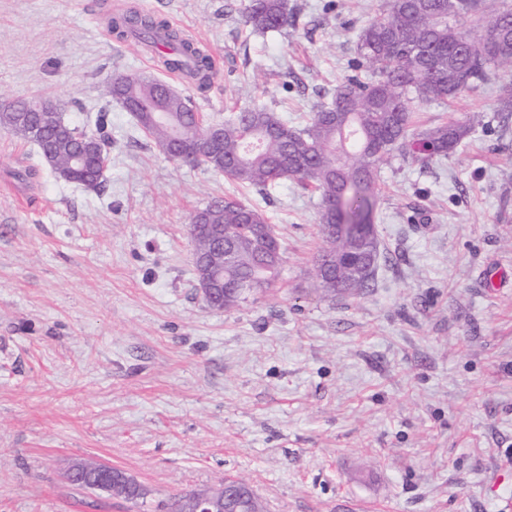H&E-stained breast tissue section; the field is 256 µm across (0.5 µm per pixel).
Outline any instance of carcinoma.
Here are the masks:
<instances>
[{
  "instance_id": "obj_1",
  "label": "carcinoma",
  "mask_w": 512,
  "mask_h": 512,
  "mask_svg": "<svg viewBox=\"0 0 512 512\" xmlns=\"http://www.w3.org/2000/svg\"><path fill=\"white\" fill-rule=\"evenodd\" d=\"M484 0H385L382 17L363 25L357 34L354 69L366 67L373 76L362 80L348 76L336 87L332 99L320 104L304 125L290 126L263 108L234 112L219 124L222 136L214 151L195 157V141L205 127L186 96L168 102L169 115L157 123L136 112L137 125L161 150L172 127L184 134L183 163L221 173L246 188L266 194L288 179L314 188L320 199L318 257L329 252L352 253L363 259L380 256V241L373 224L376 207L374 176L393 156L426 165L448 157L480 128H489L480 112L422 130L414 128L418 105L456 101L478 91L490 76L512 67V3L501 0L495 16L480 23ZM241 16L252 32L265 34L293 27L296 17L288 0H247ZM117 36L161 51L163 65L203 89L212 78L210 55L186 40L167 22L138 11L109 19ZM162 81L139 73H118L106 82L108 100L137 95L151 97ZM493 111L512 114V80L503 88ZM91 131L73 130L70 136L54 134L55 126L39 120H19L8 130L35 143L40 154H53L49 168L58 180L97 191L102 183L89 178L91 162L77 163L79 140L89 137L112 148L105 113L97 115ZM207 225L190 228L193 255L213 246L212 231L224 232L235 243L232 258L224 264V282L251 280L260 289L278 287L285 262L284 251L266 218L257 209L233 197L215 199L202 208ZM377 265L366 266L355 277H329L318 283L331 296L360 295L372 286ZM246 292L224 289V311L239 307ZM238 488L227 505L232 512H265L249 483L227 479Z\"/></svg>"
}]
</instances>
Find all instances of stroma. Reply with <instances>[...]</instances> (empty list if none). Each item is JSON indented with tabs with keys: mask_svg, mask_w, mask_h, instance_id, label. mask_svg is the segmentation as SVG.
<instances>
[{
	"mask_svg": "<svg viewBox=\"0 0 512 512\" xmlns=\"http://www.w3.org/2000/svg\"><path fill=\"white\" fill-rule=\"evenodd\" d=\"M288 0L287 33H253L242 0H0V102L53 95L73 128L107 110L100 190L55 180L36 145L0 127V512H166L242 476L268 512H512V118L427 166L375 174L386 254L360 296L313 269L319 195L264 194L169 159L120 105L116 72L163 78L158 56L108 33L128 9L208 50L205 122L263 106L290 123L329 100L356 33L384 0ZM499 71L416 127L491 113ZM234 196L279 234L277 288L229 312L198 291L188 222ZM79 461L148 491L76 493Z\"/></svg>",
	"mask_w": 512,
	"mask_h": 512,
	"instance_id": "obj_1",
	"label": "stroma"
}]
</instances>
